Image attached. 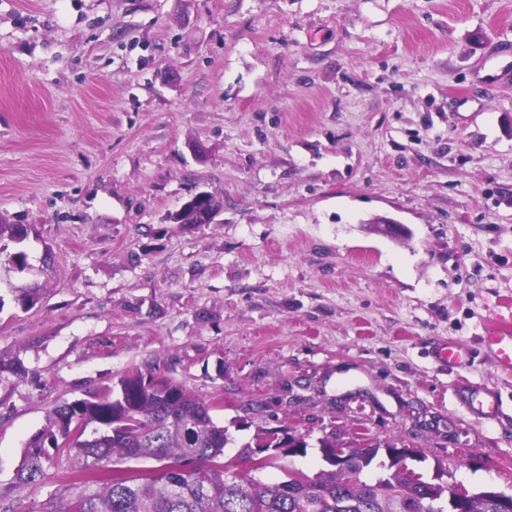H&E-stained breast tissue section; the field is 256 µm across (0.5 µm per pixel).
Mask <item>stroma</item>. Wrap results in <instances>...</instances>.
Segmentation results:
<instances>
[{
  "mask_svg": "<svg viewBox=\"0 0 512 512\" xmlns=\"http://www.w3.org/2000/svg\"><path fill=\"white\" fill-rule=\"evenodd\" d=\"M503 38L512 0H0V216L28 227L27 269H0V361L24 367L0 371V503L54 512L69 463L18 483L29 442L146 366L215 404L231 470L303 436L262 481L369 438L511 494L512 373L429 355L512 318ZM202 191L213 223L168 221ZM190 202L202 203L200 217L205 224L215 221L222 211V202L214 194L207 191L197 193L191 198ZM470 405L480 416L492 417L501 410L502 400L495 391L483 387L471 392Z\"/></svg>",
  "mask_w": 512,
  "mask_h": 512,
  "instance_id": "obj_1",
  "label": "stroma"
}]
</instances>
